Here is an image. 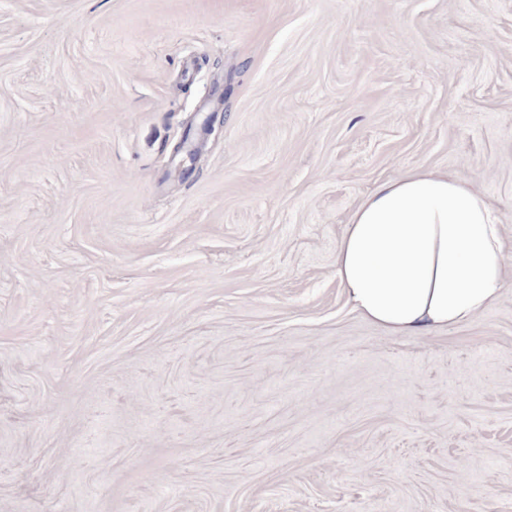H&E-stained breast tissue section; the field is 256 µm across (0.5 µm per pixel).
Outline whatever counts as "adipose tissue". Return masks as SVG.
<instances>
[{
  "label": "adipose tissue",
  "mask_w": 512,
  "mask_h": 512,
  "mask_svg": "<svg viewBox=\"0 0 512 512\" xmlns=\"http://www.w3.org/2000/svg\"><path fill=\"white\" fill-rule=\"evenodd\" d=\"M498 218L465 179L414 171L379 184L336 247L354 307L399 334L437 332L486 311L505 286Z\"/></svg>",
  "instance_id": "ef3b65f1"
}]
</instances>
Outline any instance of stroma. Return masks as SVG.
Returning a JSON list of instances; mask_svg holds the SVG:
<instances>
[{
	"instance_id": "1",
	"label": "stroma",
	"mask_w": 512,
	"mask_h": 512,
	"mask_svg": "<svg viewBox=\"0 0 512 512\" xmlns=\"http://www.w3.org/2000/svg\"><path fill=\"white\" fill-rule=\"evenodd\" d=\"M420 170L506 286L398 336L336 245ZM0 512H512V0H0Z\"/></svg>"
}]
</instances>
